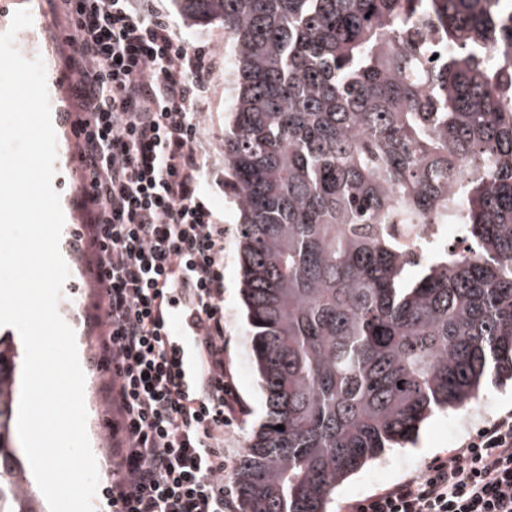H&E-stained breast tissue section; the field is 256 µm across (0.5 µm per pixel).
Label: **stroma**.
Masks as SVG:
<instances>
[{
  "mask_svg": "<svg viewBox=\"0 0 512 512\" xmlns=\"http://www.w3.org/2000/svg\"><path fill=\"white\" fill-rule=\"evenodd\" d=\"M162 8L176 19L183 39L190 47L205 53L212 67L210 91L200 117L201 141L208 149L213 165L202 177L201 189L211 207L224 224V361L236 388L243 413L234 426L235 447L245 448L250 433L257 429L265 413V404L259 380L249 358L247 326L243 314V301L238 264L237 201L224 172V129L231 120L233 100L229 71L234 61L232 42L221 24L206 27L193 26L180 19L174 0H160ZM27 10L33 23L42 27L37 35L28 29L19 30L14 44L20 52H27L29 37L48 41L51 53L44 65L48 93L53 101L52 122L57 137L56 173L53 187L60 196L66 213L62 231L61 252L70 270L64 285L58 311L76 335L78 356L85 374V404L88 412L87 433L98 466H105L110 445L102 428V415L107 406L103 391V377L98 371L94 339L85 325V311L80 300H93L96 286L88 270V258L76 255L68 246L72 232L83 222L77 177L75 148L68 137L63 113L77 112L78 106L70 98L72 73L70 51L55 37L63 18L54 16L46 0H0V33L6 32L14 13ZM512 409V382L486 381L479 399L465 412L437 413L420 427L414 445L387 450L379 459L368 462L336 491L333 512H344L352 501L380 491L404 477L422 472L435 458L447 456L456 448L465 422H478L500 412Z\"/></svg>",
  "mask_w": 512,
  "mask_h": 512,
  "instance_id": "obj_1",
  "label": "stroma"
}]
</instances>
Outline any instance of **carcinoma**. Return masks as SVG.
Masks as SVG:
<instances>
[{
  "mask_svg": "<svg viewBox=\"0 0 512 512\" xmlns=\"http://www.w3.org/2000/svg\"><path fill=\"white\" fill-rule=\"evenodd\" d=\"M176 7L234 46L224 167L266 409L239 512H329L340 483L434 411L469 407L492 372L512 378V6ZM398 224H454L463 247L415 261ZM18 361L0 338V512H46L13 436Z\"/></svg>",
  "mask_w": 512,
  "mask_h": 512,
  "instance_id": "carcinoma-1",
  "label": "carcinoma"
}]
</instances>
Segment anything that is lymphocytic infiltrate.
Returning a JSON list of instances; mask_svg holds the SVG:
<instances>
[{"label":"lymphocytic infiltrate","instance_id":"1","mask_svg":"<svg viewBox=\"0 0 512 512\" xmlns=\"http://www.w3.org/2000/svg\"><path fill=\"white\" fill-rule=\"evenodd\" d=\"M92 251L98 366L115 417L106 512H236L241 413L224 364V226L201 194L207 59L154 0H61ZM348 512H512V410Z\"/></svg>","mask_w":512,"mask_h":512}]
</instances>
